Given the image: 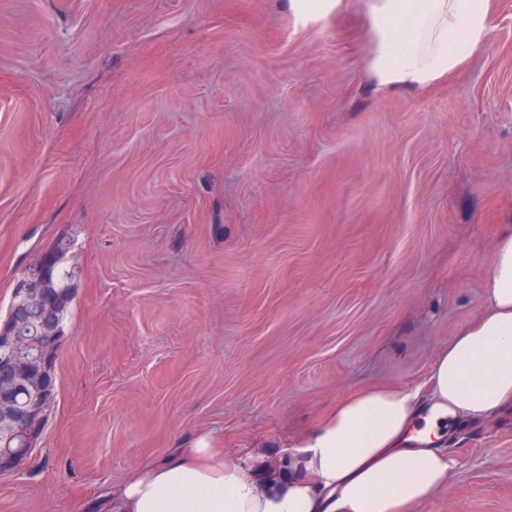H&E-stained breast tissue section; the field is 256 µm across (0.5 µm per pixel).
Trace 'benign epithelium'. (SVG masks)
<instances>
[{"label": "benign epithelium", "instance_id": "7a95c632", "mask_svg": "<svg viewBox=\"0 0 512 512\" xmlns=\"http://www.w3.org/2000/svg\"><path fill=\"white\" fill-rule=\"evenodd\" d=\"M43 259L39 256L16 278L11 313L0 322V449L5 452L14 442L25 448L34 446L43 432V414L57 402L56 382L34 384L43 373H55V361L29 336L32 330L60 343L65 339L57 309L45 299L53 279L46 275ZM21 387L31 393L27 405L14 398Z\"/></svg>", "mask_w": 512, "mask_h": 512}]
</instances>
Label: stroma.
<instances>
[{
    "label": "stroma",
    "instance_id": "35a3bbf8",
    "mask_svg": "<svg viewBox=\"0 0 512 512\" xmlns=\"http://www.w3.org/2000/svg\"><path fill=\"white\" fill-rule=\"evenodd\" d=\"M356 0H0V316L61 237L57 403L0 512H91L202 431L273 455L421 386L512 225V0L426 89L377 90ZM409 512H512V414ZM343 0H289L288 7L302 19L309 20L330 14Z\"/></svg>",
    "mask_w": 512,
    "mask_h": 512
}]
</instances>
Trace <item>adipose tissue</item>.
<instances>
[{
  "label": "adipose tissue",
  "mask_w": 512,
  "mask_h": 512,
  "mask_svg": "<svg viewBox=\"0 0 512 512\" xmlns=\"http://www.w3.org/2000/svg\"><path fill=\"white\" fill-rule=\"evenodd\" d=\"M377 89H425L483 45L491 0H361ZM512 409V225L498 236L483 312L435 358L423 390L370 387L340 400L276 457L225 456L201 433L144 464L111 512H408L448 480L443 445L462 420Z\"/></svg>",
  "instance_id": "adipose-tissue-1"
}]
</instances>
